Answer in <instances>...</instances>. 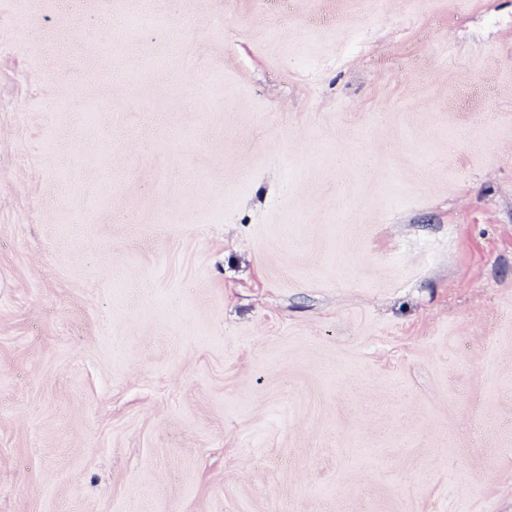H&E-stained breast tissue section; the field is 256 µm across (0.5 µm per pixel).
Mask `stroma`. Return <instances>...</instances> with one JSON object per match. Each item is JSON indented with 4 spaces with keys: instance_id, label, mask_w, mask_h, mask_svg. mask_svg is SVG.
<instances>
[{
    "instance_id": "1",
    "label": "stroma",
    "mask_w": 512,
    "mask_h": 512,
    "mask_svg": "<svg viewBox=\"0 0 512 512\" xmlns=\"http://www.w3.org/2000/svg\"><path fill=\"white\" fill-rule=\"evenodd\" d=\"M0 512H512V0H0Z\"/></svg>"
}]
</instances>
